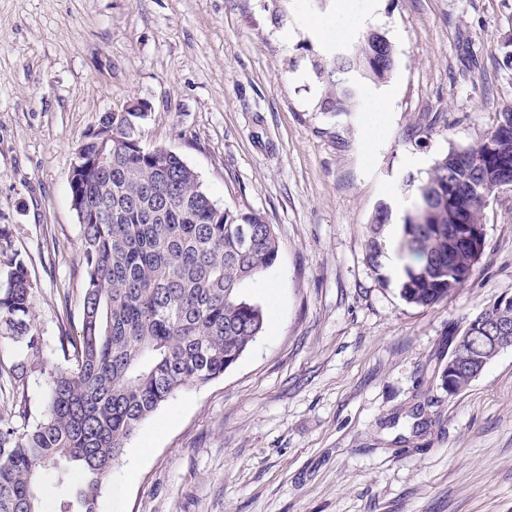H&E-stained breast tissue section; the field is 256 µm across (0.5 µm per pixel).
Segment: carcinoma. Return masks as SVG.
I'll return each instance as SVG.
<instances>
[{
    "mask_svg": "<svg viewBox=\"0 0 512 512\" xmlns=\"http://www.w3.org/2000/svg\"><path fill=\"white\" fill-rule=\"evenodd\" d=\"M384 42L369 30L355 53L313 60L323 111L347 115L361 83L390 79L395 53L379 54ZM146 117L107 112L79 150L70 189L81 222L80 335L59 338L64 363L51 370L40 417L21 433L0 423V512H41L48 475L64 488L58 512H99L104 479L137 427L179 391L224 375L264 328L262 308L241 289L275 265L273 225L260 213L217 206L179 155L145 148ZM505 168L512 171L511 109L479 144L448 150L424 179H403L414 201L397 227L376 207L367 256L379 270L396 250L403 301L431 307L471 279L478 259L458 226L482 223V196ZM34 289L25 259L1 250L0 328L37 353ZM484 314L511 322L512 300L502 297ZM437 372L452 381L453 395L474 381L464 366L451 377Z\"/></svg>",
    "mask_w": 512,
    "mask_h": 512,
    "instance_id": "cac0c4a2",
    "label": "carcinoma"
}]
</instances>
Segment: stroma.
<instances>
[{
    "instance_id": "stroma-1",
    "label": "stroma",
    "mask_w": 512,
    "mask_h": 512,
    "mask_svg": "<svg viewBox=\"0 0 512 512\" xmlns=\"http://www.w3.org/2000/svg\"><path fill=\"white\" fill-rule=\"evenodd\" d=\"M0 0V225L35 283L41 342L0 420L39 417L60 336L81 328L69 177L82 136L133 99L145 147L178 154L219 205L273 224L279 257L243 294L261 335L224 376L178 392L128 440L101 512H512V349L449 395L466 320L512 296V190L483 214L486 253L431 307L365 257L379 203L400 223L422 177L512 108V0ZM370 10L330 41L306 17ZM379 30L385 84L323 112L315 56ZM122 487L114 498L113 487Z\"/></svg>"
}]
</instances>
